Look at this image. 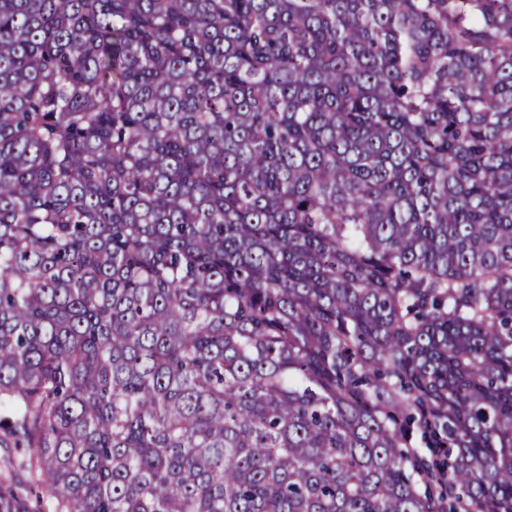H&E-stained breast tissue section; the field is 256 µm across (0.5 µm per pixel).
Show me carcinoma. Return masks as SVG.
I'll return each mask as SVG.
<instances>
[{
  "mask_svg": "<svg viewBox=\"0 0 512 512\" xmlns=\"http://www.w3.org/2000/svg\"><path fill=\"white\" fill-rule=\"evenodd\" d=\"M0 447L45 512H512V0H0Z\"/></svg>",
  "mask_w": 512,
  "mask_h": 512,
  "instance_id": "obj_1",
  "label": "carcinoma"
}]
</instances>
